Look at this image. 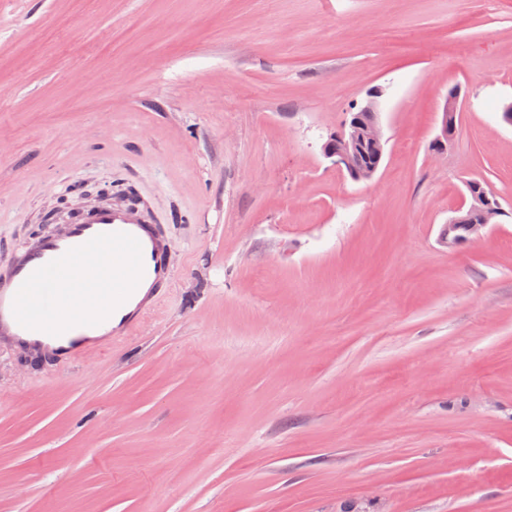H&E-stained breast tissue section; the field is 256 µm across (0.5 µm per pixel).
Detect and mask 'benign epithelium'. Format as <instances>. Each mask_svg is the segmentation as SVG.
<instances>
[{
    "mask_svg": "<svg viewBox=\"0 0 512 512\" xmlns=\"http://www.w3.org/2000/svg\"><path fill=\"white\" fill-rule=\"evenodd\" d=\"M457 96L450 92L445 100L441 117V138L436 140L435 152H442L446 143L451 141L457 132L455 114L457 112ZM368 112L371 120L367 123L358 121V114L353 113L345 122L342 132L332 136L324 146V156L337 168L344 170L351 179L358 181L373 177L380 168L384 157L385 140L379 121L378 92L368 91L365 103L359 108ZM469 204L458 210V215L448 221V230L457 224H466L470 233L476 234L482 228L498 223V219L507 215L495 195L488 190L479 194H466Z\"/></svg>",
    "mask_w": 512,
    "mask_h": 512,
    "instance_id": "7a95c632",
    "label": "benign epithelium"
}]
</instances>
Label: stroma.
Wrapping results in <instances>:
<instances>
[{"label":"stroma","mask_w":512,"mask_h":512,"mask_svg":"<svg viewBox=\"0 0 512 512\" xmlns=\"http://www.w3.org/2000/svg\"><path fill=\"white\" fill-rule=\"evenodd\" d=\"M511 104L512 0H0V266L111 185L174 270L107 352L0 350V512H512V218L447 237ZM378 94L377 89L368 91L364 105L357 111L370 113L371 120L368 123L361 124L358 121V113H351L342 132L333 135L324 146V156L337 168L345 170L355 181L373 177L384 157L385 140L379 121ZM366 146L376 154L377 162L375 165L356 167L354 157ZM457 96L455 92H450L448 94V97L445 100V104L442 111V117H441V138H438L436 140L435 145V152L440 153L442 152L445 147L446 143L451 141L457 132V127L455 123V114L457 112V102H456Z\"/></svg>","instance_id":"35a3bbf8"}]
</instances>
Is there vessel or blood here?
Wrapping results in <instances>:
<instances>
[{"mask_svg":"<svg viewBox=\"0 0 512 512\" xmlns=\"http://www.w3.org/2000/svg\"><path fill=\"white\" fill-rule=\"evenodd\" d=\"M148 206L85 209L0 269V348L70 361L131 335L172 280Z\"/></svg>","mask_w":512,"mask_h":512,"instance_id":"1","label":"vessel or blood"}]
</instances>
